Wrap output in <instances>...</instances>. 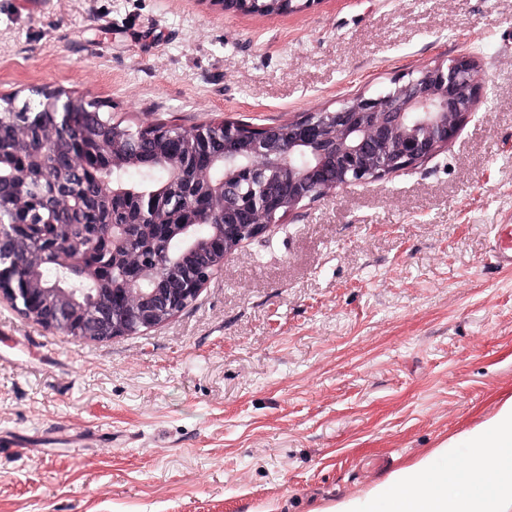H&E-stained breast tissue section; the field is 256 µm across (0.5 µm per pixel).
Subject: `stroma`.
Returning <instances> with one entry per match:
<instances>
[{
	"mask_svg": "<svg viewBox=\"0 0 512 512\" xmlns=\"http://www.w3.org/2000/svg\"><path fill=\"white\" fill-rule=\"evenodd\" d=\"M463 55L453 142L303 201L163 325L77 341L0 299V512H324L512 397V0H0V96L132 126L283 124ZM496 241L492 251L494 262L502 269H512V224H499L495 233Z\"/></svg>",
	"mask_w": 512,
	"mask_h": 512,
	"instance_id": "stroma-1",
	"label": "stroma"
}]
</instances>
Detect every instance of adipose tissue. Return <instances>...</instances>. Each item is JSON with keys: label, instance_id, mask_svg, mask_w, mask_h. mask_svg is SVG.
Returning a JSON list of instances; mask_svg holds the SVG:
<instances>
[{"label": "adipose tissue", "instance_id": "ef3b65f1", "mask_svg": "<svg viewBox=\"0 0 512 512\" xmlns=\"http://www.w3.org/2000/svg\"><path fill=\"white\" fill-rule=\"evenodd\" d=\"M471 451L444 465L450 449ZM326 512H512V398L463 436L391 473Z\"/></svg>", "mask_w": 512, "mask_h": 512}]
</instances>
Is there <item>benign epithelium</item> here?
Listing matches in <instances>:
<instances>
[{"mask_svg":"<svg viewBox=\"0 0 512 512\" xmlns=\"http://www.w3.org/2000/svg\"><path fill=\"white\" fill-rule=\"evenodd\" d=\"M482 76L479 65L469 56L451 63L437 64L395 87L392 103L382 96L362 95L346 101L330 113L332 121L307 113L288 123V142L266 139L239 143L238 131L225 127L224 166L231 177L243 182L255 174L251 163L254 153L270 157L272 171L288 170V195L254 193L240 203L244 212L238 219L226 209L224 184L212 189L214 207L224 216V257H229L241 243L242 231L252 240L265 234L279 220L277 212L288 214L306 199H314L351 184L382 179L402 171L441 150L458 134L462 123L474 109ZM306 146L312 160L302 169L292 166L296 148ZM205 277L168 298H155L141 284L133 281L122 292V317L134 328L151 330L170 320L196 300ZM42 296L30 304L34 314L49 328L75 340L110 341L129 335L112 323V313L83 314L74 321L81 302L71 290L41 289Z\"/></svg>","mask_w":512,"mask_h":512,"instance_id":"obj_1","label":"benign epithelium"}]
</instances>
